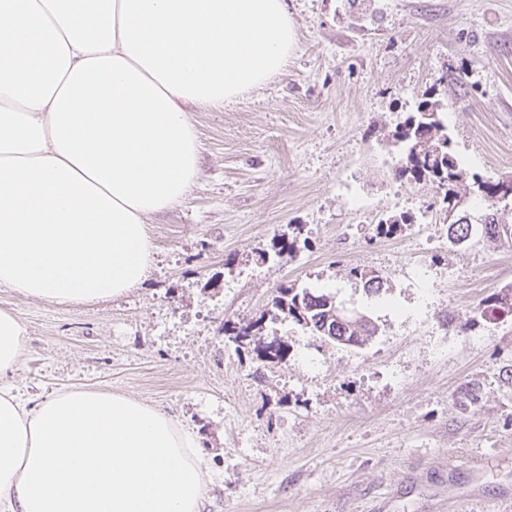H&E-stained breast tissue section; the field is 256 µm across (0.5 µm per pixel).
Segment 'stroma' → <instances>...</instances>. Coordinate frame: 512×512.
Here are the masks:
<instances>
[{
  "label": "stroma",
  "mask_w": 512,
  "mask_h": 512,
  "mask_svg": "<svg viewBox=\"0 0 512 512\" xmlns=\"http://www.w3.org/2000/svg\"><path fill=\"white\" fill-rule=\"evenodd\" d=\"M375 6L362 27L346 0H288L286 70L191 109L200 174L149 218L139 287L84 306L0 288L29 330L10 385L162 409L210 462L201 512H512V315L475 316L512 285V243L452 242L435 187L395 179L384 139L429 93L469 173L512 175V0ZM391 215L409 222L375 236ZM284 233L307 243L262 260ZM291 284L327 288L376 335L334 344L287 318L263 331L283 360L235 348L225 322Z\"/></svg>",
  "instance_id": "obj_1"
}]
</instances>
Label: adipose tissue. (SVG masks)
<instances>
[{"instance_id":"obj_1","label":"adipose tissue","mask_w":512,"mask_h":512,"mask_svg":"<svg viewBox=\"0 0 512 512\" xmlns=\"http://www.w3.org/2000/svg\"><path fill=\"white\" fill-rule=\"evenodd\" d=\"M296 44L287 0H0V288L87 305L137 287L149 217L199 176L188 107L260 86ZM27 336L0 309V379ZM207 469L153 406L0 386V512H200Z\"/></svg>"}]
</instances>
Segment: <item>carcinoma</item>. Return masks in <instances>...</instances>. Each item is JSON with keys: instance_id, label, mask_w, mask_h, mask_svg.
<instances>
[{"instance_id": "carcinoma-1", "label": "carcinoma", "mask_w": 512, "mask_h": 512, "mask_svg": "<svg viewBox=\"0 0 512 512\" xmlns=\"http://www.w3.org/2000/svg\"><path fill=\"white\" fill-rule=\"evenodd\" d=\"M435 103L431 97L421 100L416 111L411 113L401 125H396L393 136V148L399 153L400 160L393 168L394 177L410 183H427L435 185L442 194L444 208H449L452 199L467 197L470 183H479L477 177L469 174L460 166L453 154L448 126L442 119L441 112L428 111L429 105ZM483 210L477 219L487 239L493 241H512V222L505 215L512 213L506 204L482 198ZM335 299L330 293H316L309 288L281 286L271 299V308L266 316L255 321H247L226 329L235 341L245 340L250 336V328H256L255 335L263 330L265 317L272 320L288 318L302 324L317 335H322V323L328 318L327 300ZM500 313H512V286H507L489 295L476 310V316L486 319ZM373 335V331L360 325L356 327L336 323V337L333 341L346 345H359Z\"/></svg>"}]
</instances>
